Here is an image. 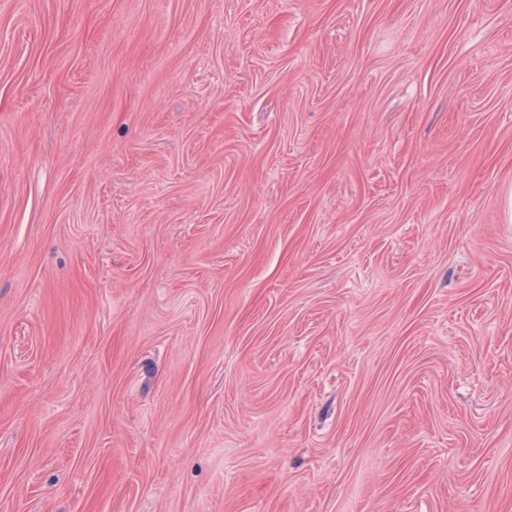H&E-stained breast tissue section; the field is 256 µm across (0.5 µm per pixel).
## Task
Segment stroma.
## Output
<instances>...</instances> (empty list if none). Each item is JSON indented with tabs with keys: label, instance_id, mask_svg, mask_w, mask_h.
I'll return each mask as SVG.
<instances>
[{
	"label": "stroma",
	"instance_id": "stroma-1",
	"mask_svg": "<svg viewBox=\"0 0 512 512\" xmlns=\"http://www.w3.org/2000/svg\"><path fill=\"white\" fill-rule=\"evenodd\" d=\"M0 512H512V0H0Z\"/></svg>",
	"mask_w": 512,
	"mask_h": 512
}]
</instances>
